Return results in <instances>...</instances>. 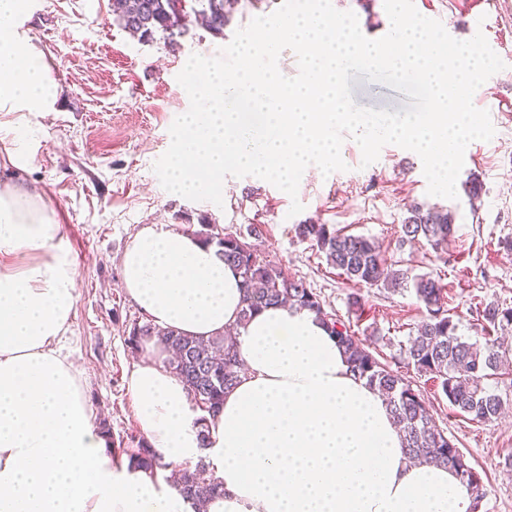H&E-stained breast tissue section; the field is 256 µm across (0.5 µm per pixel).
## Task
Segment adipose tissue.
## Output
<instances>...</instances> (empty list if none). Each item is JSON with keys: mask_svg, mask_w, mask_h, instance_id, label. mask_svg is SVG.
I'll use <instances>...</instances> for the list:
<instances>
[{"mask_svg": "<svg viewBox=\"0 0 512 512\" xmlns=\"http://www.w3.org/2000/svg\"><path fill=\"white\" fill-rule=\"evenodd\" d=\"M29 19L30 0H0V167L10 173L0 184V512H193L175 488L115 459L82 371L58 348L76 271L54 211L22 178L35 159L23 116L54 111L58 94ZM122 286L156 326L204 337L238 326L241 279L191 232L143 228L124 251ZM239 328L246 373L208 420V470L224 494L207 512H471L449 468L408 459L383 396L354 377L314 314L270 307ZM144 347L127 388L148 441L177 470L204 451L199 428L167 352Z\"/></svg>", "mask_w": 512, "mask_h": 512, "instance_id": "1", "label": "adipose tissue"}]
</instances>
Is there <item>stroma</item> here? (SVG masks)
Segmentation results:
<instances>
[{"instance_id": "35a3bbf8", "label": "stroma", "mask_w": 512, "mask_h": 512, "mask_svg": "<svg viewBox=\"0 0 512 512\" xmlns=\"http://www.w3.org/2000/svg\"><path fill=\"white\" fill-rule=\"evenodd\" d=\"M428 2L458 40L472 38L470 11L482 6L484 35L505 64L483 88L506 108L491 115V140L468 145L478 159L464 164L456 199L428 195L416 154L388 144L366 166L359 145L348 137L340 150L346 170L301 178L297 199L304 209L292 217V199L270 183L226 177L227 191L218 206L167 192L153 169L171 143V124L190 105L177 81L189 56H217L239 28L273 13L282 0H239L220 35L192 19L174 40L159 35L149 42L132 38L114 21L111 0H35L32 33L57 80L59 97L56 111L30 119L37 153L25 179L44 193L62 226L79 298L59 349L83 369L86 397L98 424L117 443L112 450L116 459L124 457L119 441L142 434L126 388L139 360L128 336L148 321L121 284L125 248L150 224L191 232L205 224L229 231L257 224L262 230L259 251L288 276L304 280L328 313L421 390L437 425L483 477L481 512H512V468L506 465L512 458V387H499L507 405L496 422L455 414L433 383L399 354V342L427 317L413 291L392 292L345 280L314 242L295 231L309 221L331 224L375 239L387 262L411 274H439L460 333L469 341L483 336L477 303L512 306V0ZM351 89L362 107L395 112L408 102L403 93L362 75L352 80ZM473 177L483 185L481 198L474 202L465 192L466 181ZM416 203L455 212L456 233L444 251L435 252L424 240L401 243V224ZM355 295L361 302L357 308L350 304Z\"/></svg>"}]
</instances>
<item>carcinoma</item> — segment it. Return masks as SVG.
Here are the masks:
<instances>
[{
  "label": "carcinoma",
  "mask_w": 512,
  "mask_h": 512,
  "mask_svg": "<svg viewBox=\"0 0 512 512\" xmlns=\"http://www.w3.org/2000/svg\"><path fill=\"white\" fill-rule=\"evenodd\" d=\"M195 2L199 8L193 9V13L205 20L213 34H223L237 0ZM112 15L125 30L147 42L158 32L172 37L186 25V20L172 14L170 0H112ZM297 230L299 237L314 242L327 263L348 280L392 291L413 289L428 317L416 335L399 342L407 365L420 375L431 376L457 414L484 423L501 416L505 401L488 381L507 379L512 374V348L501 336L512 330V307L504 308L497 302L483 305L478 314L481 328L486 332L485 341L468 342L458 333L459 322L448 315V292L441 278L431 272L410 277L406 271L388 268L379 246L369 237L346 234L328 224L305 223L298 225ZM402 233L406 240L423 238L434 250H441L455 234V214L444 207L414 204L402 224ZM258 235L259 229L254 224L235 232L212 226L198 233L203 241L216 245L224 261L240 274L241 321L282 303L314 313L344 348L354 375L386 396L395 423L402 431L406 453L413 459L452 469L472 497V512H480L485 498L482 477L436 424L421 391L381 362L341 319L327 313L320 296L304 280L286 276L257 250L244 248L247 238ZM153 337L174 352L169 369L187 386L192 400L199 399L206 407L204 414L196 418L200 440L205 446L209 439L205 429L207 416L220 410L225 390L234 386L242 373L234 344L222 335L208 339L186 336L173 328L162 329L151 323L134 327L128 343L132 350L138 351L143 341ZM126 455L131 467L152 478L164 467L162 456L143 437L131 440ZM204 471L203 463L193 470H182L179 491L192 505L224 493L222 483L202 477Z\"/></svg>",
  "instance_id": "carcinoma-1"
}]
</instances>
